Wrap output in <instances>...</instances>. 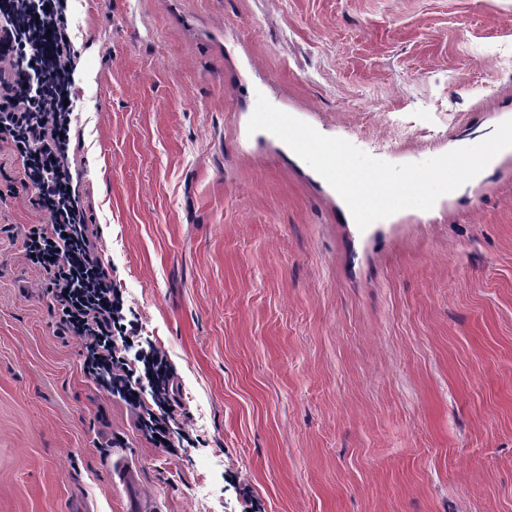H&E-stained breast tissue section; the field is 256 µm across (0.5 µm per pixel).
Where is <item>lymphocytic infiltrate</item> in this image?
Returning <instances> with one entry per match:
<instances>
[{
    "mask_svg": "<svg viewBox=\"0 0 512 512\" xmlns=\"http://www.w3.org/2000/svg\"><path fill=\"white\" fill-rule=\"evenodd\" d=\"M68 0H0V140L23 165L22 189L47 221L23 241L25 255L45 275L64 331L84 347L87 376L139 410L138 429L172 447L177 400L162 356L132 352L111 267L98 247L68 161L76 99V51L68 33ZM150 388L154 407L141 392Z\"/></svg>",
    "mask_w": 512,
    "mask_h": 512,
    "instance_id": "lymphocytic-infiltrate-1",
    "label": "lymphocytic infiltrate"
}]
</instances>
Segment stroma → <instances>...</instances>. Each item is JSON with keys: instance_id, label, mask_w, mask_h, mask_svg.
<instances>
[{"instance_id": "obj_1", "label": "stroma", "mask_w": 512, "mask_h": 512, "mask_svg": "<svg viewBox=\"0 0 512 512\" xmlns=\"http://www.w3.org/2000/svg\"><path fill=\"white\" fill-rule=\"evenodd\" d=\"M69 157L197 446L82 371L0 203V512H512V149L359 230L257 94L376 159L512 119V0H73Z\"/></svg>"}]
</instances>
